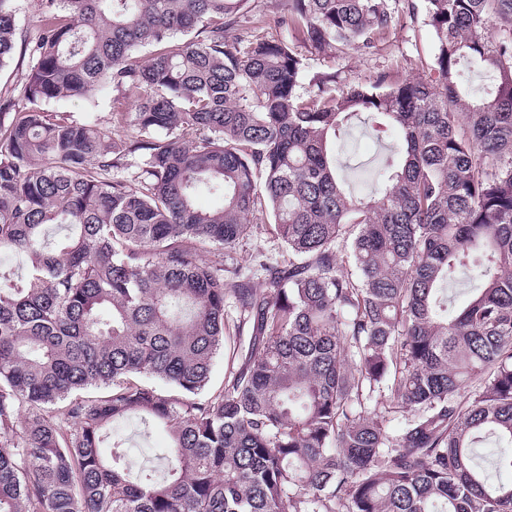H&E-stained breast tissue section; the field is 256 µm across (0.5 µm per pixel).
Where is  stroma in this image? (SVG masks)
<instances>
[{
    "instance_id": "stroma-1",
    "label": "stroma",
    "mask_w": 512,
    "mask_h": 512,
    "mask_svg": "<svg viewBox=\"0 0 512 512\" xmlns=\"http://www.w3.org/2000/svg\"><path fill=\"white\" fill-rule=\"evenodd\" d=\"M392 25L388 35L370 48L349 46L342 50H315L305 33L290 23H284L285 0H245L243 19L254 37L275 38L286 41L290 50L303 61V72L298 91L309 99L317 93L320 78L332 80L336 91L357 85H367L377 78L418 77L432 80L435 42L426 18V0H390ZM60 110L75 116H93L108 120L112 113L132 111L130 100L118 92H100L94 99L74 97L60 102ZM354 139L357 153L341 155L343 173L350 190L365 193L368 175L378 159L372 149L370 130L363 123H356Z\"/></svg>"
}]
</instances>
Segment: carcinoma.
I'll list each match as a JSON object with an SVG mask.
<instances>
[{"label":"carcinoma","instance_id":"cac0c4a2","mask_svg":"<svg viewBox=\"0 0 512 512\" xmlns=\"http://www.w3.org/2000/svg\"><path fill=\"white\" fill-rule=\"evenodd\" d=\"M15 2L0 512H512V480L476 453L494 440L512 473V0H427L434 82L322 78L311 100L286 43L227 39L244 0H40L34 34ZM287 2L317 50L391 26L388 0ZM102 90L134 111L46 109ZM360 115L399 144L356 196L334 149ZM268 234L288 258L224 267ZM462 269L477 285L450 309ZM131 419L166 429L161 474L133 471Z\"/></svg>","mask_w":512,"mask_h":512}]
</instances>
